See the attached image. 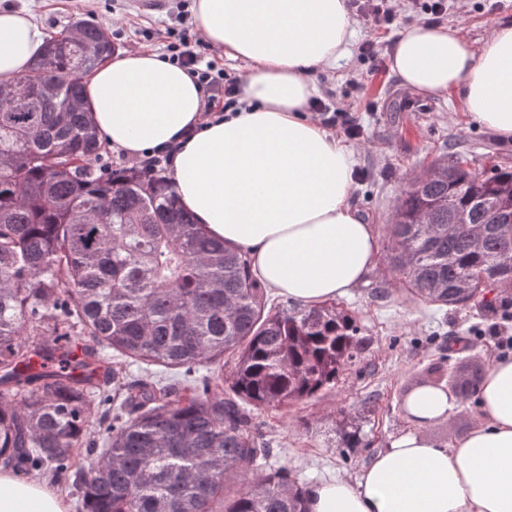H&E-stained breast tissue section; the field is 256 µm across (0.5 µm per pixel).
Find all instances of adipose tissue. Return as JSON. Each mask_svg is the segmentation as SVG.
Here are the masks:
<instances>
[{"instance_id":"obj_1","label":"adipose tissue","mask_w":512,"mask_h":512,"mask_svg":"<svg viewBox=\"0 0 512 512\" xmlns=\"http://www.w3.org/2000/svg\"><path fill=\"white\" fill-rule=\"evenodd\" d=\"M198 33L246 65L239 103L202 114L203 89L152 51L104 62L85 82L90 120L109 147L137 157L178 143L169 181L182 208L212 236L248 251L260 280L315 307L346 294L373 266L378 241L352 201L353 148L308 118L312 74L335 67L354 37L345 0H195ZM42 32L23 10L0 7V78L24 73ZM402 85L455 95L476 125L512 141V22L482 46L442 24L404 28L389 54ZM480 424L451 447L420 429L448 415L445 391L407 399L412 430L392 438L353 479L306 489L309 512H512V357L480 384ZM0 512H69L62 495L0 466Z\"/></svg>"}]
</instances>
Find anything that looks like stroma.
<instances>
[{"mask_svg": "<svg viewBox=\"0 0 512 512\" xmlns=\"http://www.w3.org/2000/svg\"><path fill=\"white\" fill-rule=\"evenodd\" d=\"M31 13L45 34L70 20L108 25L119 54L165 53V29L179 28L191 15L193 0H159L146 13L135 0H5ZM444 25L467 31L481 46L490 27L512 19V0H447ZM401 19L376 29L352 15L356 46L335 68L314 79L320 98L355 113L361 135L353 201L361 219L385 237L394 207L409 180L449 153L463 154L471 170L512 167V144L471 123L455 95L424 97L402 86L383 63L398 33L425 21L412 0H400ZM380 45L378 57L360 55L368 39ZM337 311L357 327L363 351L317 395L279 407L250 409L253 431L270 450L269 468H287L299 485L336 476L357 477L391 439L411 429L405 402L416 389L441 379L455 391L461 377L487 373L495 358L512 355V318L502 312L439 308L407 296L384 255L356 288L336 300ZM475 396L459 397L448 417L422 427L432 445L448 447L479 425Z\"/></svg>", "mask_w": 512, "mask_h": 512, "instance_id": "35a3bbf8", "label": "stroma"}]
</instances>
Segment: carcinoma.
<instances>
[{
    "label": "carcinoma",
    "mask_w": 512,
    "mask_h": 512,
    "mask_svg": "<svg viewBox=\"0 0 512 512\" xmlns=\"http://www.w3.org/2000/svg\"><path fill=\"white\" fill-rule=\"evenodd\" d=\"M115 51L106 25L69 23L22 77L0 79V461L68 476L77 512H308L286 468L254 472L268 449L240 401L311 397L360 342L332 306L266 309L248 255L194 223L164 177L86 165L102 145L82 75ZM414 180L386 226L404 291L512 304V237L496 224L512 218V169L478 174L450 154ZM226 355L231 393L220 374L192 377ZM82 448L93 461L76 468Z\"/></svg>",
    "instance_id": "obj_1"
}]
</instances>
